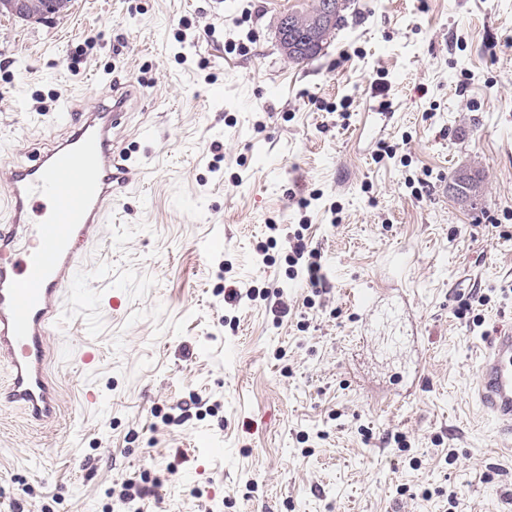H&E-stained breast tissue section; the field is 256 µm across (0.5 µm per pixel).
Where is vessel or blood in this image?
<instances>
[{
	"label": "vessel or blood",
	"instance_id": "vessel-or-blood-1",
	"mask_svg": "<svg viewBox=\"0 0 512 512\" xmlns=\"http://www.w3.org/2000/svg\"><path fill=\"white\" fill-rule=\"evenodd\" d=\"M127 101L122 93L111 106L86 112L79 127L36 164L10 169L1 180L9 211L6 228H0V362L9 368L5 400L36 422L54 420L59 412L58 394L44 371L48 341L83 267L90 234L129 172L112 148V131ZM39 196L51 207L41 223L32 224L28 208ZM22 226L38 240L35 249L17 250ZM473 391L484 414L512 433V328L485 339Z\"/></svg>",
	"mask_w": 512,
	"mask_h": 512
}]
</instances>
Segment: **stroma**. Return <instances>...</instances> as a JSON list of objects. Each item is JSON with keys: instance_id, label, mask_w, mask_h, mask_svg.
<instances>
[{"instance_id": "35a3bbf8", "label": "stroma", "mask_w": 512, "mask_h": 512, "mask_svg": "<svg viewBox=\"0 0 512 512\" xmlns=\"http://www.w3.org/2000/svg\"><path fill=\"white\" fill-rule=\"evenodd\" d=\"M297 4L0 12V168L116 92L131 168L50 338L57 418L0 405V512H114L128 481L140 512H512V438L472 393L512 324V0H351L302 64L276 41ZM465 173H471L467 171L459 172L453 181L452 190L458 199L474 205V202L483 197V181L479 175L473 174L475 179L468 178ZM472 174V173H471ZM459 177V178H458ZM459 180V181H458ZM474 182V185L470 186ZM468 184V185H467ZM468 193H472L471 197ZM293 239L296 240V242H294L291 247L292 255L290 256V259L294 264H298L299 260L304 259V267L307 273L308 283L312 288V292L316 295L320 293L319 287L321 285V280L323 279V276L320 274V252L316 249L307 251V247L302 243L303 234L299 231H295Z\"/></svg>"}]
</instances>
